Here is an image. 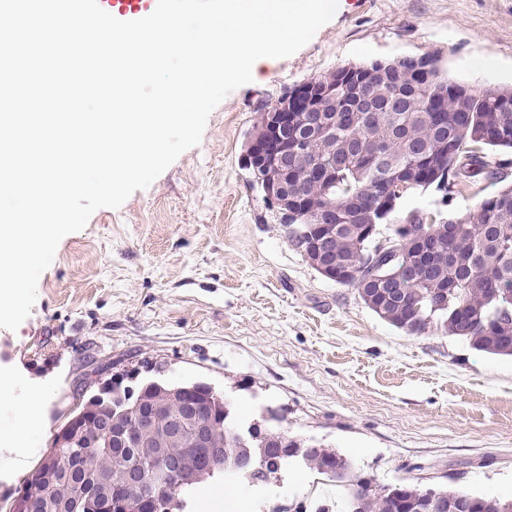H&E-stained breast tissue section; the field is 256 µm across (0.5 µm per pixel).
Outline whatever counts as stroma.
<instances>
[{"label":"stroma","instance_id":"obj_1","mask_svg":"<svg viewBox=\"0 0 512 512\" xmlns=\"http://www.w3.org/2000/svg\"><path fill=\"white\" fill-rule=\"evenodd\" d=\"M435 54L449 80L512 88V0H344L312 40L210 114L200 143L119 208L65 236L30 315L0 328V512L81 407L75 385L136 373L205 382L239 420L279 411L276 430L345 455L380 485L512 497V357L380 319L354 288L322 277L292 246L243 164L262 112L337 68ZM483 193H414L397 211L477 210ZM289 459L279 497L208 480L213 512H344L348 490Z\"/></svg>","mask_w":512,"mask_h":512}]
</instances>
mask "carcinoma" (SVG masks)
Returning a JSON list of instances; mask_svg holds the SVG:
<instances>
[{"label": "carcinoma", "mask_w": 512, "mask_h": 512, "mask_svg": "<svg viewBox=\"0 0 512 512\" xmlns=\"http://www.w3.org/2000/svg\"><path fill=\"white\" fill-rule=\"evenodd\" d=\"M372 70L344 82L331 72L315 78L320 83L334 78L336 86L324 101L325 112L336 113V127L317 135L299 123L288 126L283 137L302 140L322 157H341L348 147L354 158L325 178L298 164L288 177L283 198L288 210L280 222L288 239L299 247L312 232L321 210L336 213L330 228L336 247V269H352L358 276L338 284L357 290L364 304L379 318L409 333L429 328L469 341L481 352L512 356V184L485 198L479 208L457 221L434 213L409 212L404 223L423 222L434 229L430 270H420L414 282L405 281L400 269L401 225L393 228L390 254L377 257L380 241L365 232L369 224L390 220L399 202L417 190L434 189L448 199L456 190L450 180L483 178L500 181L499 167L491 166L490 152L512 150V96L505 88L491 86L468 90L461 101L452 94L454 83L442 73L439 60L431 58L429 80L414 82L396 62H376L359 68ZM374 98L377 111L361 112L356 100ZM434 288L448 289V303L441 305ZM499 289V297L489 289ZM194 387L198 403L212 414L217 435L224 440V457L214 461L212 476L243 479L253 485H268L283 465L296 454L292 448H309L301 458L338 482L352 487L346 512H421L431 498H466L481 502L488 512H512V499L478 496L448 489L422 491L408 484L380 486L352 470L351 462L334 450L283 437L282 447L267 444L273 432L256 424L237 422L232 405L211 399L209 387L199 382L170 384L143 381L132 385L112 382L83 405L84 425L99 428L106 419L127 420L125 411L139 405L148 411L164 403L169 411L179 406L181 389ZM158 444L138 434L126 442L101 438L90 447L76 437L57 450L52 464L45 462L24 483L39 490L36 512H97L96 506L118 486L121 470L140 461L146 485L143 491L156 495L158 512L186 507L197 494L199 480L164 476L156 457Z\"/></svg>", "instance_id": "obj_1"}]
</instances>
